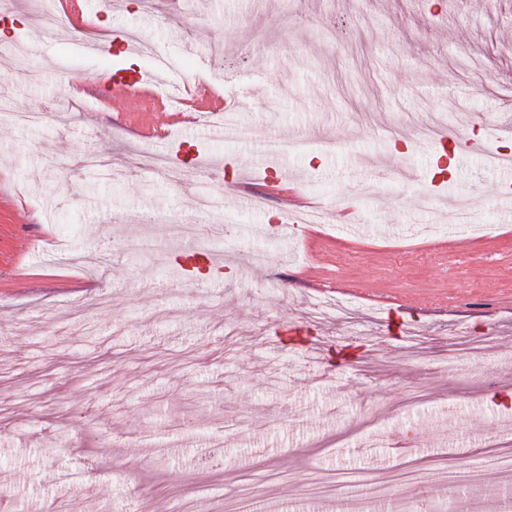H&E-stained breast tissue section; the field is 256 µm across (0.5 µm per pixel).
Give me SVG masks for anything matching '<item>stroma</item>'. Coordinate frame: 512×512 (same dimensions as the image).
Returning <instances> with one entry per match:
<instances>
[{"mask_svg": "<svg viewBox=\"0 0 512 512\" xmlns=\"http://www.w3.org/2000/svg\"><path fill=\"white\" fill-rule=\"evenodd\" d=\"M87 7L96 23L28 54L39 82L0 54V512H156L201 485L216 512H400L437 487L444 512H512V207L481 151L436 187L418 135L512 145V0ZM101 19L133 55L84 50ZM159 54L173 81L212 59L225 127L57 92ZM180 139L287 168L320 223L199 210L193 165L138 163ZM185 243L222 275L178 280ZM337 296L362 319L323 316ZM462 332L482 356L452 352Z\"/></svg>", "mask_w": 512, "mask_h": 512, "instance_id": "1", "label": "stroma"}]
</instances>
